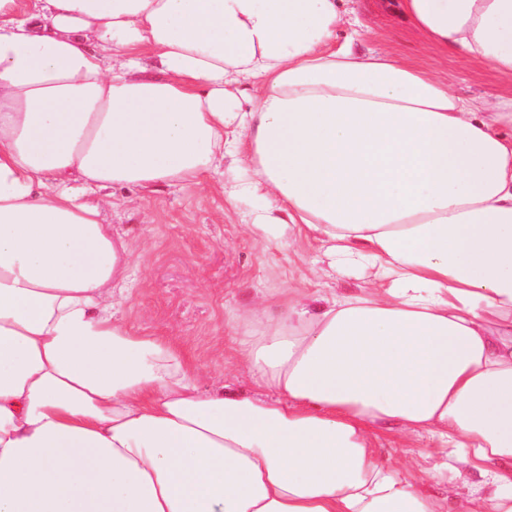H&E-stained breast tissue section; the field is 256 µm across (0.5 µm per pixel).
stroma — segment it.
I'll list each match as a JSON object with an SVG mask.
<instances>
[{
    "mask_svg": "<svg viewBox=\"0 0 512 512\" xmlns=\"http://www.w3.org/2000/svg\"><path fill=\"white\" fill-rule=\"evenodd\" d=\"M350 6L360 23L358 50L385 49L409 66L437 73L465 96L512 95V83L490 65L428 42L402 19L397 0H351ZM223 184L220 175L203 189L174 184L154 193L150 207L127 204L104 214L133 254L151 247L126 304L130 327L182 346L206 385L222 383L225 363L234 362V339L244 330L233 315L250 307L257 291L282 305L289 287L305 282L339 294L364 285L356 273L331 270L308 231L265 241L247 232L240 210L225 208Z\"/></svg>",
    "mask_w": 512,
    "mask_h": 512,
    "instance_id": "1",
    "label": "stroma"
}]
</instances>
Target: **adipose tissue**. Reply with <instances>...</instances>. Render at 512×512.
<instances>
[{
	"label": "adipose tissue",
	"mask_w": 512,
	"mask_h": 512,
	"mask_svg": "<svg viewBox=\"0 0 512 512\" xmlns=\"http://www.w3.org/2000/svg\"><path fill=\"white\" fill-rule=\"evenodd\" d=\"M345 0H0V512H512V97L379 50ZM512 81V0H401ZM345 40H338L342 27ZM305 225L366 288L241 316L252 389L122 315L114 189L205 186ZM380 455L384 460H412L420 464L419 468L414 471V475L418 479H423L427 487L431 488L427 483L426 475L420 470L427 468L429 463L423 458L430 450V445L427 439H419L414 442V448H400L395 433L393 431H384L380 434Z\"/></svg>",
	"instance_id": "adipose-tissue-1"
}]
</instances>
